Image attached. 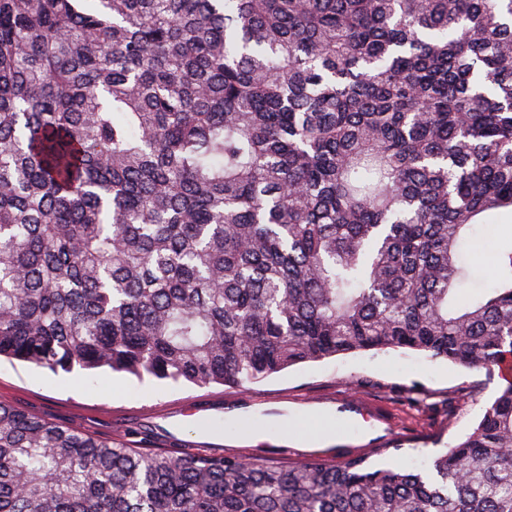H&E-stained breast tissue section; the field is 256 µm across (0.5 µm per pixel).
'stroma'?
Segmentation results:
<instances>
[{
  "instance_id": "35a3bbf8",
  "label": "stroma",
  "mask_w": 512,
  "mask_h": 512,
  "mask_svg": "<svg viewBox=\"0 0 512 512\" xmlns=\"http://www.w3.org/2000/svg\"><path fill=\"white\" fill-rule=\"evenodd\" d=\"M497 371L469 370L430 361L411 351H368L300 364L250 385L254 397L288 401L287 419L277 432L243 429L224 437L223 450L264 459L271 443L287 438L291 460L338 461L370 449L381 409L409 437L405 458L430 464L477 423L481 410L502 388ZM238 390L224 385L196 387L140 379L107 369L52 372L0 362V403L102 439H121L145 452L157 451L155 411L209 397L233 404Z\"/></svg>"
}]
</instances>
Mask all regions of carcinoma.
<instances>
[{
	"mask_svg": "<svg viewBox=\"0 0 512 512\" xmlns=\"http://www.w3.org/2000/svg\"><path fill=\"white\" fill-rule=\"evenodd\" d=\"M512 0H0V357L198 387L512 353ZM0 512H512V383L423 469L145 453L0 404Z\"/></svg>",
	"mask_w": 512,
	"mask_h": 512,
	"instance_id": "obj_1",
	"label": "carcinoma"
}]
</instances>
